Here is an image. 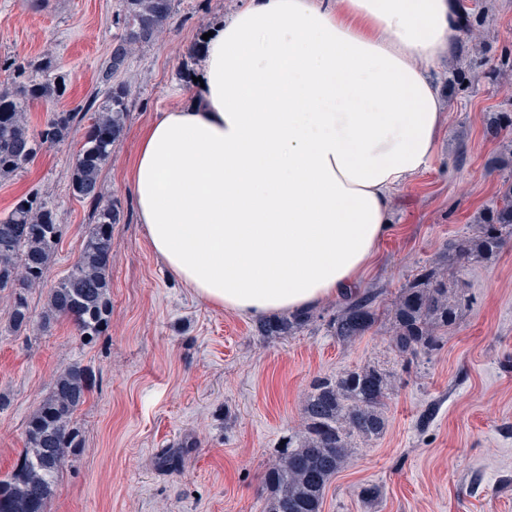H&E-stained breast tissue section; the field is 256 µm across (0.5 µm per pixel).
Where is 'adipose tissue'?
Segmentation results:
<instances>
[{
	"label": "adipose tissue",
	"instance_id": "ef3b65f1",
	"mask_svg": "<svg viewBox=\"0 0 512 512\" xmlns=\"http://www.w3.org/2000/svg\"><path fill=\"white\" fill-rule=\"evenodd\" d=\"M454 0H246L208 38L188 105L142 133L131 187L152 251L256 319L350 295L395 193L444 126L431 69Z\"/></svg>",
	"mask_w": 512,
	"mask_h": 512
}]
</instances>
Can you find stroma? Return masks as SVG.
I'll return each instance as SVG.
<instances>
[{
    "label": "stroma",
    "mask_w": 512,
    "mask_h": 512,
    "mask_svg": "<svg viewBox=\"0 0 512 512\" xmlns=\"http://www.w3.org/2000/svg\"><path fill=\"white\" fill-rule=\"evenodd\" d=\"M245 0H178L181 22L137 51L122 78L136 98L126 135L104 167L105 197L123 210L112 228V322L94 347L72 325L13 333L0 297V476L24 446L25 421L61 368L78 361L97 381L79 412L85 446L60 477L50 512H263V474L297 428L313 380L376 365L391 375L385 433L354 442L350 463L329 483L322 512H512V238L489 260L466 259L457 325L441 347L406 365L381 318L354 343L330 336V299L317 321L266 342L256 320L197 298L152 252L129 182L140 131L187 103L182 92L203 34ZM117 0H0V84L9 62L52 52L71 77L61 105L101 100ZM512 0H479L434 76L446 126L429 168L395 197L393 229L379 242L358 290H380L390 307L421 267L446 261L449 242L476 232L502 190L499 172L512 138L495 119L512 114ZM76 139L40 153L0 182V215L39 190L56 208L63 235L52 277L77 257L91 211L69 190ZM435 405L434 421L419 416ZM182 454L171 471L162 452ZM378 486L375 500L360 496Z\"/></svg>",
    "instance_id": "stroma-1"
}]
</instances>
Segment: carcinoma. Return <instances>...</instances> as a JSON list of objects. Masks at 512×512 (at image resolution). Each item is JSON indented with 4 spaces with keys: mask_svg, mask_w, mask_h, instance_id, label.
<instances>
[{
    "mask_svg": "<svg viewBox=\"0 0 512 512\" xmlns=\"http://www.w3.org/2000/svg\"><path fill=\"white\" fill-rule=\"evenodd\" d=\"M178 23L175 0H118L119 29L112 56L102 73L109 84L97 106L80 104L51 112L40 128L30 124L36 104L64 99L69 75L46 52L30 60L17 79L0 86V180L21 172L48 147L70 139L82 120H90L72 161L69 186L74 198L92 206L80 253L66 275L49 282L51 265L62 238L56 208L38 192L19 198L0 217V294L11 303L9 328L42 332L59 320L73 323L84 347L97 343L112 321V225L123 218L117 201H104L101 173L111 160L132 118L129 86L113 81L139 48L157 42ZM500 202L486 214L479 231L450 243L449 259L474 255L493 257L512 236V147L505 162ZM47 289L44 309L36 314L26 291ZM390 344L412 360L439 347L438 332L456 325L458 306L448 298V268L425 270L393 303ZM380 317L377 294L356 293L336 309L327 331L350 344L369 331ZM315 315L289 313L259 323L265 341L293 336ZM95 386L94 371L72 363L56 375L50 391L26 419L24 448L11 472L0 477V512H48L60 475L85 446V428L77 412ZM386 375L375 367L348 369L316 379L301 409L300 430L288 438V449L264 474V512H321L326 487L352 456L354 438L380 437L386 428Z\"/></svg>",
    "mask_w": 512,
    "mask_h": 512,
    "instance_id": "carcinoma-1",
    "label": "carcinoma"
}]
</instances>
